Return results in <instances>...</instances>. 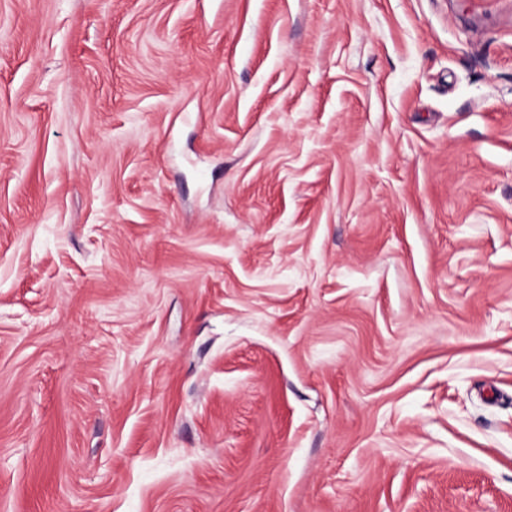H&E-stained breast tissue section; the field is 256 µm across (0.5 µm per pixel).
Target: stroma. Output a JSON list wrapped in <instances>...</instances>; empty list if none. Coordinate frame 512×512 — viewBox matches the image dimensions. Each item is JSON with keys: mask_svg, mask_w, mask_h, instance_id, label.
<instances>
[{"mask_svg": "<svg viewBox=\"0 0 512 512\" xmlns=\"http://www.w3.org/2000/svg\"><path fill=\"white\" fill-rule=\"evenodd\" d=\"M0 512H512V0H0Z\"/></svg>", "mask_w": 512, "mask_h": 512, "instance_id": "obj_1", "label": "stroma"}]
</instances>
